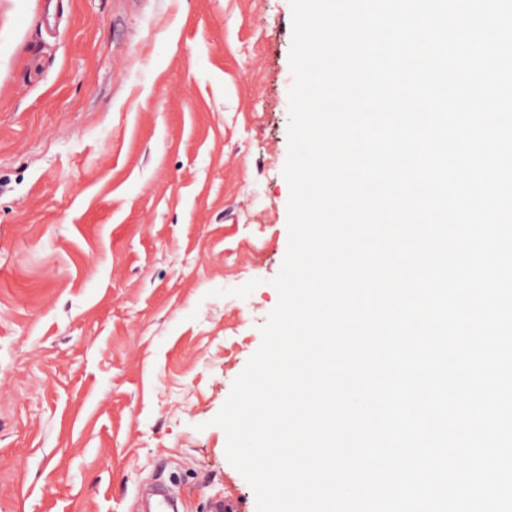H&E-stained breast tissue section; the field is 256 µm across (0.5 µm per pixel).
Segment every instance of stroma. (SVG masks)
I'll list each match as a JSON object with an SVG mask.
<instances>
[{"label": "stroma", "mask_w": 512, "mask_h": 512, "mask_svg": "<svg viewBox=\"0 0 512 512\" xmlns=\"http://www.w3.org/2000/svg\"><path fill=\"white\" fill-rule=\"evenodd\" d=\"M0 0V512L252 488L212 420L288 247L289 0Z\"/></svg>", "instance_id": "obj_1"}]
</instances>
